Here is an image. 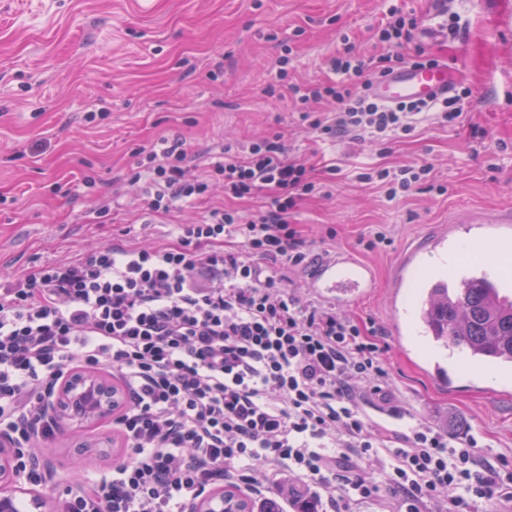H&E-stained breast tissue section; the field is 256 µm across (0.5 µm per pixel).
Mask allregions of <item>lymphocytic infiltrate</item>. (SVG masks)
I'll return each mask as SVG.
<instances>
[{"label":"lymphocytic infiltrate","instance_id":"1","mask_svg":"<svg viewBox=\"0 0 512 512\" xmlns=\"http://www.w3.org/2000/svg\"><path fill=\"white\" fill-rule=\"evenodd\" d=\"M418 19L391 7L381 28L394 53L344 48L329 60L332 81L291 86L300 118L322 139L389 145L411 135L422 114L456 125L464 99L386 105L368 89L405 61ZM332 98L337 111L317 105ZM176 138L132 170L149 210L171 212L215 190L245 198L269 192L263 210L213 209L178 225L173 245L100 246L88 257L44 264L0 282V433L15 448L28 486L45 474L39 441L54 436L40 411L73 369L106 371L127 399L113 426L123 447L111 477H75L55 512H188L216 482H253L256 463L284 469L327 492L334 512L387 495L396 512H481L512 504V467L477 440L449 438L426 423L393 433L372 425L359 401L390 398L383 348L335 309L306 303L276 264L310 262L289 216L320 190L306 163L288 158L281 135L227 143L202 176ZM429 168H369L388 198L426 181Z\"/></svg>","mask_w":512,"mask_h":512}]
</instances>
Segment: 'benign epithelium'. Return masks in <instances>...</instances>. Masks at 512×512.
I'll return each mask as SVG.
<instances>
[{
    "label": "benign epithelium",
    "instance_id": "obj_1",
    "mask_svg": "<svg viewBox=\"0 0 512 512\" xmlns=\"http://www.w3.org/2000/svg\"><path fill=\"white\" fill-rule=\"evenodd\" d=\"M124 395L96 371L82 370L66 376L51 390L42 412L50 422H65L75 428L112 418L122 406ZM15 450L5 434L0 435V512H16V494L24 481L14 466ZM190 512H224V494L211 492L196 502Z\"/></svg>",
    "mask_w": 512,
    "mask_h": 512
}]
</instances>
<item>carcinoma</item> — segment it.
<instances>
[{
    "mask_svg": "<svg viewBox=\"0 0 512 512\" xmlns=\"http://www.w3.org/2000/svg\"><path fill=\"white\" fill-rule=\"evenodd\" d=\"M439 334L427 340L444 349L474 347V362L486 361L487 353H506L512 364V300H500L497 291L488 285L468 288L455 300L431 301ZM224 502L241 508L242 512H319L317 498L309 494H288L284 489L274 497L256 504L232 492L224 493Z\"/></svg>",
    "mask_w": 512,
    "mask_h": 512,
    "instance_id": "1",
    "label": "carcinoma"
}]
</instances>
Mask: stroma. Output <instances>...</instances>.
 Returning a JSON list of instances; mask_svg holds the SVG:
<instances>
[{
	"label": "stroma",
	"mask_w": 512,
	"mask_h": 512,
	"mask_svg": "<svg viewBox=\"0 0 512 512\" xmlns=\"http://www.w3.org/2000/svg\"><path fill=\"white\" fill-rule=\"evenodd\" d=\"M394 5L439 33H412L402 53L421 48L454 66L471 107L453 128L422 120L385 155L367 142L317 140L289 85L327 80L326 59L347 44L389 52L378 24ZM274 83L277 96H267ZM272 134L315 177L326 165L340 168L328 195L303 199L293 213L304 249L318 260L350 250L376 273L375 291L342 310L376 329L385 348L393 397L364 398L363 415L394 430L424 421L475 437L512 465V375L479 374L459 354L447 361L453 387L439 384L434 353L420 337L398 335L388 288L404 250L459 210L512 207V0H0V279L108 243H172L176 225L223 206L224 195L152 214L128 182L140 151L182 138L202 175L225 141ZM377 166H425L430 175L391 200L357 178ZM102 201L110 216L91 219ZM380 233L385 243L368 248ZM111 433L108 421L82 433L59 426L43 455L41 494L52 500L73 476L110 473L121 443L98 440Z\"/></svg>",
	"instance_id": "35a3bbf8"
}]
</instances>
